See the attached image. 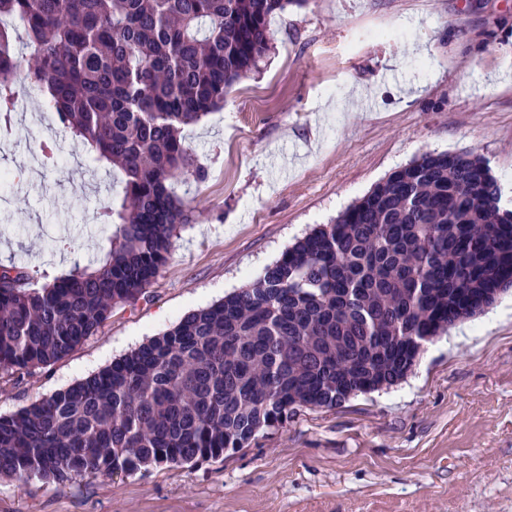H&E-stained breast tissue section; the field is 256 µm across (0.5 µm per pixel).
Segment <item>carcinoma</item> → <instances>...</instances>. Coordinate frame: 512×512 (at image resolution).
<instances>
[{
    "instance_id": "cac0c4a2",
    "label": "carcinoma",
    "mask_w": 512,
    "mask_h": 512,
    "mask_svg": "<svg viewBox=\"0 0 512 512\" xmlns=\"http://www.w3.org/2000/svg\"><path fill=\"white\" fill-rule=\"evenodd\" d=\"M306 0H0V126L18 85L124 176L95 267L35 288L0 267V375L54 365L134 305L188 223L174 181L205 170L182 137ZM469 153L426 154L290 247L249 286L78 383L0 415V475L65 483L219 459L304 409L407 377L425 343L512 288V211Z\"/></svg>"
}]
</instances>
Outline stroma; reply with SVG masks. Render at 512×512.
<instances>
[{
	"label": "stroma",
	"instance_id": "stroma-1",
	"mask_svg": "<svg viewBox=\"0 0 512 512\" xmlns=\"http://www.w3.org/2000/svg\"><path fill=\"white\" fill-rule=\"evenodd\" d=\"M57 138L63 165L32 153ZM206 172L176 183L190 215L147 295L113 309L55 365L0 375V414L109 365L188 312L254 282L427 153L479 154L512 185V0H308L270 18V47L186 128ZM18 188L0 208V264L34 286L105 255L97 212L123 176L23 91L0 146ZM466 338L426 343L412 372L341 407L305 410L217 460L59 484L0 477V512H512V289Z\"/></svg>",
	"mask_w": 512,
	"mask_h": 512
}]
</instances>
